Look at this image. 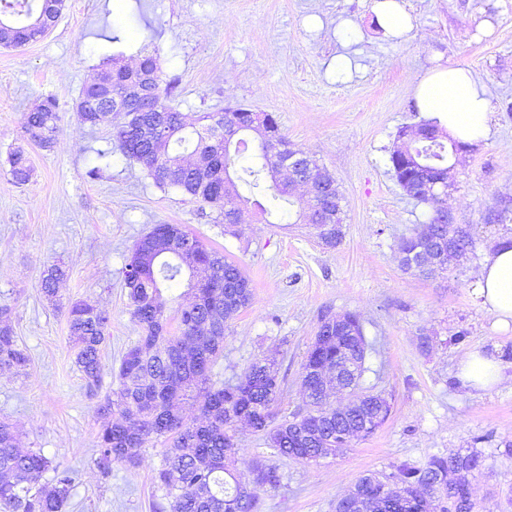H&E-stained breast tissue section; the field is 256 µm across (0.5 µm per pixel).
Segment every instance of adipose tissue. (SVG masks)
Here are the masks:
<instances>
[{"instance_id":"obj_1","label":"adipose tissue","mask_w":512,"mask_h":512,"mask_svg":"<svg viewBox=\"0 0 512 512\" xmlns=\"http://www.w3.org/2000/svg\"><path fill=\"white\" fill-rule=\"evenodd\" d=\"M418 112L459 141L473 144L490 131L485 89L463 67L438 65L418 76L413 87ZM476 296L503 330L512 328V245L502 242L483 264Z\"/></svg>"}]
</instances>
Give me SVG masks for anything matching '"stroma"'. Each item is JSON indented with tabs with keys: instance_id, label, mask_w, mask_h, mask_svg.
<instances>
[{
	"instance_id": "1",
	"label": "stroma",
	"mask_w": 512,
	"mask_h": 512,
	"mask_svg": "<svg viewBox=\"0 0 512 512\" xmlns=\"http://www.w3.org/2000/svg\"><path fill=\"white\" fill-rule=\"evenodd\" d=\"M414 28L404 42L373 26L372 0H66L55 28L21 48L0 46V304L13 310L26 374L0 369V419L23 448H38L77 475L69 512H153L154 475L165 447L141 464L95 465L98 407L139 329L127 310L122 268L137 239L157 224H181L239 264L253 300L232 321L212 368L222 383L276 356L287 413L302 402L300 375L321 317L359 315L369 348L364 388L385 395L389 419L337 456L301 464L276 455L247 425L236 434L240 473L255 460L277 465L282 485L263 492L260 512H335L368 472H391L432 455L479 453L470 482L476 512H512V331L496 329L474 288L486 258L512 235V0H405ZM155 49L164 79H177L180 112L237 103L277 115L283 133L314 156L344 196L342 240L328 246L295 217L268 223L240 203L239 224L215 209L161 190L117 150L108 127L80 123L84 85L117 57L138 62ZM470 70L485 88L491 131L455 159L448 208L472 248L460 263L422 277L404 271L398 243L432 212L407 196L389 162L401 127L424 121L412 90L434 61ZM54 99L52 150L27 141L24 116ZM23 150L31 178L11 180L7 156ZM99 167L98 178L87 175ZM506 221H497L500 211ZM65 271L55 298L40 279ZM84 302L111 315L102 384L90 393L74 363L67 309ZM495 356L503 380L464 386L473 350Z\"/></svg>"
}]
</instances>
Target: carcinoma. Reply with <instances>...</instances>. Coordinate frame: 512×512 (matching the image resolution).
Masks as SVG:
<instances>
[{
  "mask_svg": "<svg viewBox=\"0 0 512 512\" xmlns=\"http://www.w3.org/2000/svg\"><path fill=\"white\" fill-rule=\"evenodd\" d=\"M0 0V40L22 46V34L28 19L46 23L58 20L64 0ZM112 86L109 93L119 94L128 81L140 77V71L160 72L157 57L146 51L135 67L112 59ZM155 116L174 132L161 144L142 141L131 130L115 127L103 112H80L84 125L112 127L113 139L122 155L139 164L154 184L172 188L217 211L215 223H237L235 211L225 207L224 199L240 198L238 183L249 189L259 188L268 179L271 191L269 215L285 207L304 210V200L293 201L290 184L278 178L282 161L288 157L291 143L282 133L277 118L268 112H243L228 108L222 112H203L193 122L172 107L168 112H144L149 120ZM56 103L52 99L26 113L24 129L30 142L51 149L59 131ZM237 127L241 134L260 132L259 153L245 155L241 148H225L224 137H216L218 126ZM422 133L394 150L389 158L398 184L410 194L416 190V163L435 172L448 170V145L437 138V126L424 123ZM407 153L412 161L406 165L397 157ZM10 175L18 185L29 181L31 168L25 153L9 155ZM333 201L322 207L325 224L336 229L343 224L342 195L331 190ZM448 235V225L429 216L415 234L400 240L401 264L407 270L426 273L414 263V257L437 236ZM188 240L192 248L187 257L178 254V242ZM191 264L199 280L220 282L223 298L198 297L181 308L176 328L169 327L165 309L166 290L176 288L186 279V264ZM65 276L60 266L43 272L40 288L47 297L57 292ZM128 308L139 327V339L122 356L118 371L119 388L106 397L99 411L114 419L103 422L97 441L96 465L101 473H110L112 463L135 467L144 449L158 440L167 444L155 480L163 490L164 502L158 512H255L259 493L281 486L278 468L257 460L249 475L235 469L233 427L246 421L262 433L278 454L299 460L312 453L336 452L346 447L338 434L369 437L389 418L391 406L381 394L368 393L343 410L326 401L320 386L304 385L307 402L290 415L277 419L274 404L282 395L284 379L275 362L258 359L233 382L220 387L211 380V368L223 354L224 344L207 342L196 347H182V337L202 332L218 324L228 327L252 300L250 283L242 269L224 254L207 247L185 228L171 233V225L157 224L138 239L130 250L123 268ZM12 309L0 305V368L18 373L27 370L30 357L17 343L11 325ZM345 323L324 336L322 347L309 350L302 369L313 363L332 360L344 352L359 360L357 380L366 371L363 326L355 314L344 315ZM69 335L76 345L75 364L86 386L93 391L101 384V351L108 338L110 317L107 312L75 302L67 312ZM198 404L200 417L187 420L181 401ZM476 452L467 455L433 456L423 467L407 462L395 466L388 475L375 473L361 477L356 495L361 512H428L426 501L413 496V488L424 485L434 491L448 492V466L475 462ZM76 473L53 463L40 449L24 450L19 446L14 427L0 421V509L3 512H68ZM456 512H473L471 493L461 484L453 493Z\"/></svg>",
  "mask_w": 512,
  "mask_h": 512,
  "instance_id": "carcinoma-1",
  "label": "carcinoma"
}]
</instances>
